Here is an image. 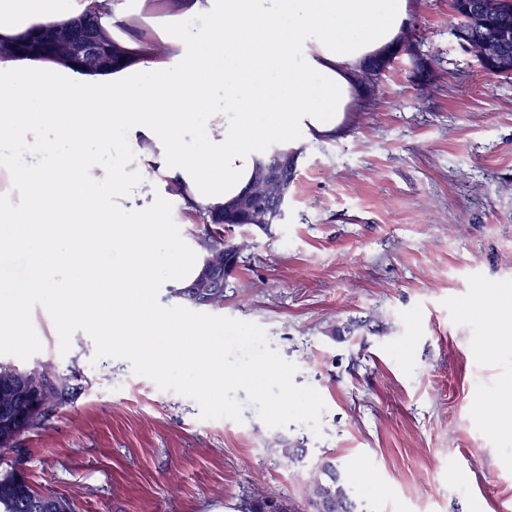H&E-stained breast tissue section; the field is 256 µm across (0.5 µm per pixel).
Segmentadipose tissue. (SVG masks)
<instances>
[{"label":"adipose tissue","mask_w":512,"mask_h":512,"mask_svg":"<svg viewBox=\"0 0 512 512\" xmlns=\"http://www.w3.org/2000/svg\"><path fill=\"white\" fill-rule=\"evenodd\" d=\"M140 12L115 0H0V44L79 16L110 30L138 26ZM408 13L409 0H179L130 68L84 74L47 58L0 57V139L22 141L36 157L60 141L71 147L48 168H19L0 154V171L13 180L0 223L37 230L47 251L64 249L75 261L74 294L54 304L52 322L82 323L103 345L148 361L198 363L208 390L223 388V368L200 349L205 330L152 311L156 289L190 285L206 254L176 245L157 260L163 207L144 203L142 186L179 187L191 224L224 211L274 153L340 131L359 96L360 66L396 45ZM275 73L287 88L270 84ZM217 92L223 106L213 113ZM204 111L211 119L196 146L185 133ZM90 140L112 145L125 163L108 169L89 161L82 148ZM102 187L112 197L106 208L95 202ZM131 207L138 223L125 218ZM100 247L120 252L121 264L99 261ZM52 287L38 268L15 282L10 304L0 306V334L24 344L26 299ZM160 334L168 338L163 351L153 344ZM190 336L195 346H187Z\"/></svg>","instance_id":"adipose-tissue-1"}]
</instances>
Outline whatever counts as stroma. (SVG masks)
<instances>
[{
	"instance_id": "obj_1",
	"label": "stroma",
	"mask_w": 512,
	"mask_h": 512,
	"mask_svg": "<svg viewBox=\"0 0 512 512\" xmlns=\"http://www.w3.org/2000/svg\"><path fill=\"white\" fill-rule=\"evenodd\" d=\"M399 54L333 139L300 145L283 223L225 231L244 243L219 315L262 327L327 410L321 431L203 419L193 400L68 353L28 300L30 336L0 362L52 364L79 388L0 456L75 512H241L272 491L302 501L315 467L342 472L356 512H512V332L479 303L512 295V76L454 36L452 0H410ZM154 245L209 232L174 197ZM36 233L0 254V290L26 276ZM299 453L288 462L283 449Z\"/></svg>"
}]
</instances>
